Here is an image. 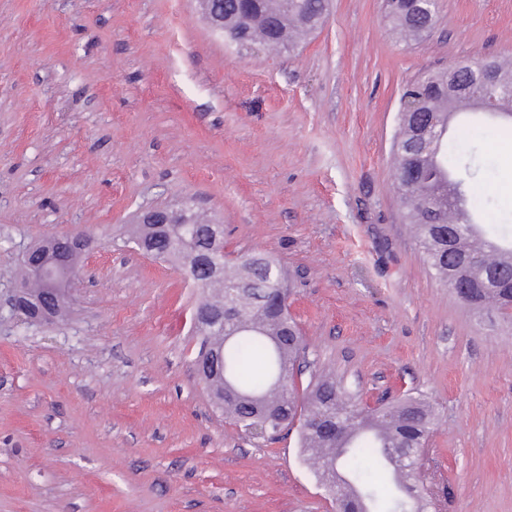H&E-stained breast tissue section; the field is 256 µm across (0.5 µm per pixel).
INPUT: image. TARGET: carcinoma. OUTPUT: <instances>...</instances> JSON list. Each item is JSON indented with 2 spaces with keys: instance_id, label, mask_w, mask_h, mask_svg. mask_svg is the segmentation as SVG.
I'll list each match as a JSON object with an SVG mask.
<instances>
[{
  "instance_id": "1",
  "label": "carcinoma",
  "mask_w": 512,
  "mask_h": 512,
  "mask_svg": "<svg viewBox=\"0 0 512 512\" xmlns=\"http://www.w3.org/2000/svg\"><path fill=\"white\" fill-rule=\"evenodd\" d=\"M207 8L224 20V38L242 46L272 43L284 50L298 46L316 31L330 9V0H208ZM396 25L413 37H421L419 22L409 21L398 0H386ZM476 78L491 71L512 83V73L492 56L473 58ZM416 93L418 112L442 114L450 120L455 112H483L493 119L512 120V94L502 98L495 111H488L464 98V91L448 96L445 72L438 71L406 87L403 94ZM399 147L405 163L416 169L415 183L404 191L403 203L409 223L436 276L448 283V228L455 230L454 252L467 260L478 259L473 274L512 270V247L505 248L483 234L480 225L466 219L448 225V217L461 206L476 208L470 193L472 173L467 164H448V136H439L430 148L416 139L413 125L400 122ZM210 248V224L202 213L192 210L181 216L169 237L157 240L154 254L162 261H175L188 278L209 292L202 301L206 318L194 323L199 339L196 365L206 366V356L216 353L222 374L206 377V386L220 395L225 384L242 394L215 400L216 406L236 426L248 432L262 423L252 399L277 405L284 427L296 428L302 451L319 478L330 490L341 512H425L427 501L414 489L409 462L393 455L396 448H423L437 414L420 397L407 395L393 405L375 409L361 406L334 380L323 377L302 379L300 365L306 362L301 335H282L285 324L298 329L293 319L273 317L276 306H288V277L273 259L255 255L239 265L215 269L202 258ZM477 300L497 308L512 307V284L477 295ZM321 419L342 425L344 438L315 429L310 422Z\"/></svg>"
}]
</instances>
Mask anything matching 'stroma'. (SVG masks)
Segmentation results:
<instances>
[{
    "instance_id": "obj_1",
    "label": "stroma",
    "mask_w": 512,
    "mask_h": 512,
    "mask_svg": "<svg viewBox=\"0 0 512 512\" xmlns=\"http://www.w3.org/2000/svg\"><path fill=\"white\" fill-rule=\"evenodd\" d=\"M478 55L512 59V0H439L421 40L383 0H332L280 53L225 42L196 0H0V512H334L296 431L212 405L201 290L129 241L133 213L189 198L226 262L285 267L311 372L438 408L441 512H512V320L442 286L393 175L403 90ZM448 159L512 237V131L466 128ZM72 231L97 243L68 324L12 316L23 249Z\"/></svg>"
}]
</instances>
